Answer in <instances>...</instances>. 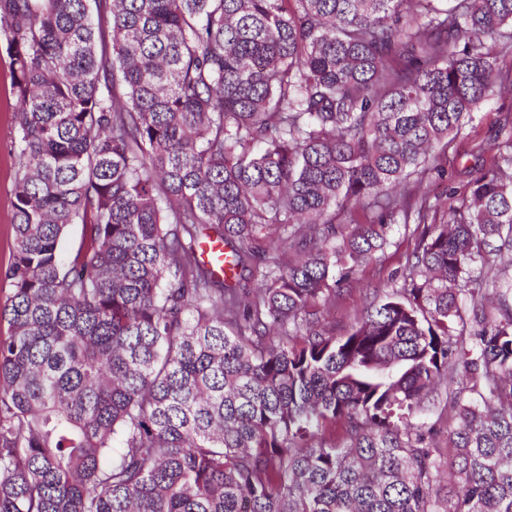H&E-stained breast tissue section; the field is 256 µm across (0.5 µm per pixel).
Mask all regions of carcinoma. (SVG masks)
I'll return each mask as SVG.
<instances>
[{
    "label": "carcinoma",
    "mask_w": 512,
    "mask_h": 512,
    "mask_svg": "<svg viewBox=\"0 0 512 512\" xmlns=\"http://www.w3.org/2000/svg\"><path fill=\"white\" fill-rule=\"evenodd\" d=\"M418 2L0 0V512H512V130L444 217L398 193L512 91V0ZM10 59L0 43V266L8 264L14 244L12 201L14 155L11 145L16 138L14 98L10 91ZM390 245L384 252L378 253L377 259L358 268L351 280V287L342 299L336 302V310L326 316L329 329L336 336L343 335L361 313L368 301L365 299L364 288H380V291L400 284L398 276L403 271L405 256L414 247V239L406 231L403 224L397 223L390 233ZM394 278V280H392Z\"/></svg>",
    "instance_id": "cac0c4a2"
}]
</instances>
